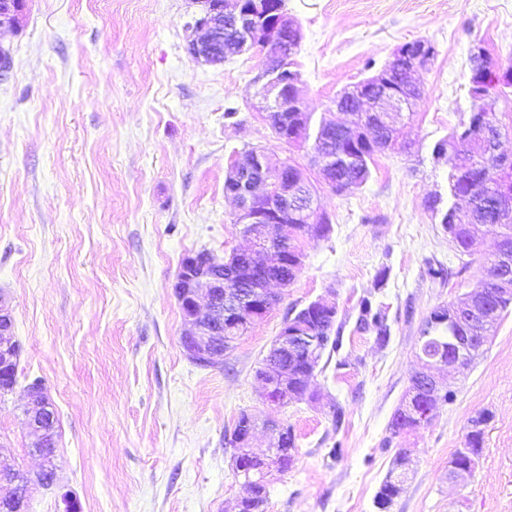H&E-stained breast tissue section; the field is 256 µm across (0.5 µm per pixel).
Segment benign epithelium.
Returning <instances> with one entry per match:
<instances>
[{
    "mask_svg": "<svg viewBox=\"0 0 512 512\" xmlns=\"http://www.w3.org/2000/svg\"><path fill=\"white\" fill-rule=\"evenodd\" d=\"M201 6L195 27L199 31L188 46L189 54L197 61L207 64L224 62V22L236 30V38L230 44L235 55L259 48L270 51L273 43L280 40L283 31H291L294 44L301 41L300 27L283 10L282 0L265 14L239 11L225 7L224 0H194ZM23 0H0V28L17 23ZM478 70L475 71L476 95L485 98L481 91L484 83L496 78L499 69L481 52ZM431 57L430 45L424 40L398 48L393 61L385 70L345 88L336 99V107L344 112L360 113L365 120L360 126L332 125V128L352 140L365 130H370L371 146L385 150L392 146V139L385 134L392 131L396 120L421 97V87L413 74L425 67ZM300 74L291 69L289 56L278 55L275 62L267 66L258 81L262 82L261 94L265 101L266 119L274 134L279 135L290 127L299 128L301 108L297 94ZM486 154L493 159L500 173L512 172V158L497 152L498 142L484 143ZM314 161L319 167L322 181L330 187L336 186L331 175L336 173V155L326 154L314 148ZM293 163L285 159L273 166L267 156L255 149L243 153L231 164V175L225 184L226 193L237 203L235 223L251 243V249L242 251L251 266L259 272L257 276H244L233 264H226L208 251L194 252L183 257L174 291L186 328L181 335L183 351L193 362L214 367L224 359L230 343L246 333L257 321L264 318L279 302L280 297L270 291L273 284L287 286L277 272L290 266L299 268L303 252L298 239L290 231V221L314 223L317 219L315 189L301 175L288 179V169ZM485 293L473 288L459 299L433 310L426 318L424 329L431 331L440 325L453 332L462 316L479 315L485 311ZM12 315L0 298V389L12 391L13 376L17 369V349L12 343ZM450 354H438L433 362L424 363L413 375L417 389L430 398L441 394L447 385L435 377L436 365L467 368L482 352L485 341L469 336L460 339L449 337ZM300 353L317 369L320 354L314 330L296 326L285 321L274 340L259 378L263 383V396L267 403L285 407L291 400L280 396L288 388V364L284 357ZM255 427L236 435L234 471L240 474L239 459L249 457L265 462L262 473L273 470L286 471L268 454L258 455L251 450L250 441ZM478 456L468 454L461 463L458 457L448 460V478L464 480L470 476L477 464Z\"/></svg>",
    "mask_w": 512,
    "mask_h": 512,
    "instance_id": "obj_1",
    "label": "benign epithelium"
}]
</instances>
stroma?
<instances>
[{"label": "stroma", "mask_w": 512, "mask_h": 512, "mask_svg": "<svg viewBox=\"0 0 512 512\" xmlns=\"http://www.w3.org/2000/svg\"><path fill=\"white\" fill-rule=\"evenodd\" d=\"M302 39L299 97L313 122L343 124L335 99L382 69L394 50L435 48L415 78L422 96L396 123L365 184L335 193L311 159L261 110L258 51L223 64L193 60L194 0H24L0 28L12 68L0 81V294L20 345L17 383L0 401V470L39 472L25 412L41 380L58 418L53 486L33 512H231L246 489L225 439L240 412L295 434L288 472L271 477L267 512H377L374 497L398 449L412 451L389 512H512V308L483 353L439 370L453 390L426 426L399 437L391 417L418 367V336L436 307L484 275L493 228L461 254L442 225L455 200L434 152L468 119L470 53L512 58V0H285ZM288 159L317 189L330 233L302 237L303 265L280 303L221 364L184 354L174 292L182 258L245 248L224 190L244 150ZM443 267L434 279L429 267ZM390 340L359 330L362 299ZM336 306L339 351L323 355L317 402L265 403L256 370L285 320L315 300ZM341 418H334V407ZM489 412L470 478L448 480L468 421Z\"/></svg>", "instance_id": "obj_1"}]
</instances>
